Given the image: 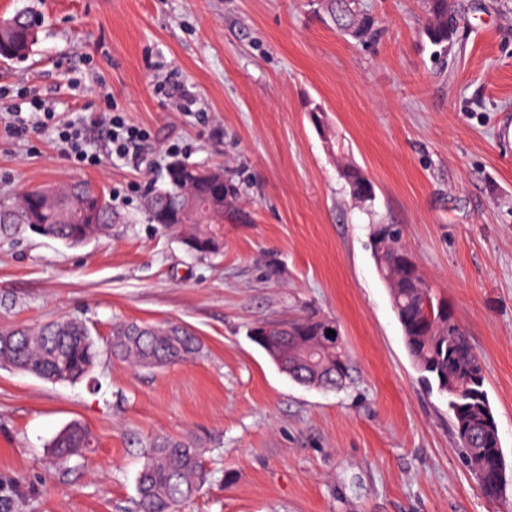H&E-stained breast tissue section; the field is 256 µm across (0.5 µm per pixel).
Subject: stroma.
I'll return each mask as SVG.
<instances>
[{
  "mask_svg": "<svg viewBox=\"0 0 512 512\" xmlns=\"http://www.w3.org/2000/svg\"><path fill=\"white\" fill-rule=\"evenodd\" d=\"M458 2L465 21L438 60L422 0H360L376 21L364 42L311 0H0V17L46 18L28 60L0 66V88L87 116L100 156L81 167L51 131L0 130V203L85 182L121 216L83 246L0 238V330L77 317L103 341L116 319L172 320L203 345L155 368L104 354L74 383L0 366L11 512H134L157 435L204 448L208 481L185 512H512V484L483 496L446 399L420 382L369 248L372 224L403 226L485 360L512 471V0ZM109 103L149 132L139 160L111 157ZM172 154L223 166L240 191L219 255L187 253L140 210ZM340 155L374 182L372 213L351 202ZM300 316L338 323L344 388L294 382L251 339L256 323ZM74 421L96 444L57 464L49 444Z\"/></svg>",
  "mask_w": 512,
  "mask_h": 512,
  "instance_id": "stroma-1",
  "label": "stroma"
}]
</instances>
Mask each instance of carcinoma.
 Wrapping results in <instances>:
<instances>
[{
	"mask_svg": "<svg viewBox=\"0 0 512 512\" xmlns=\"http://www.w3.org/2000/svg\"><path fill=\"white\" fill-rule=\"evenodd\" d=\"M323 19L337 33L362 41L374 31L375 20L364 13L358 0H324ZM36 11L25 9L0 20V62L25 60L38 42L30 23ZM461 11L456 0H425V20L421 36L430 45L449 51L455 44ZM340 177L358 208L368 211L375 201L374 185L357 166L336 160ZM224 167H205L172 158L165 163L163 186L150 188L142 209L146 219L170 231L193 255H215L211 249L215 225L223 210L210 218L186 213L194 198L221 206L224 197L238 199L234 184L224 182ZM117 215L105 194L77 182L46 186L22 192L12 203L0 205V236L15 235L26 226L33 232L79 246L112 233ZM385 234L383 243L391 258V271L397 287L390 296L401 324L408 354L422 378L436 385L448 400L453 429L465 460L477 477L484 494L497 499L507 484L506 465L499 431L483 430L479 424L491 411L485 386L474 383V375L486 370L466 332L455 323L448 302L432 290L416 284L425 278L412 256L405 252L403 229L399 224H374L370 236ZM329 321L313 317L275 322L280 344L267 351L272 361L288 359L295 382L324 389L341 387L349 375L344 343L324 335ZM320 351L321 362H303L307 349ZM110 355L138 367H157L196 360L202 347L198 337L182 324L166 321L145 324L137 321L112 322L106 340ZM101 355V347L87 323L68 319L37 327L19 326L0 331V363L50 382H77L87 377ZM91 432L72 423L50 443L54 458L64 463L70 457L93 447ZM202 448L189 437L156 436L137 478L136 512H182L184 505L206 481Z\"/></svg>",
	"mask_w": 512,
	"mask_h": 512,
	"instance_id": "carcinoma-1",
	"label": "carcinoma"
}]
</instances>
